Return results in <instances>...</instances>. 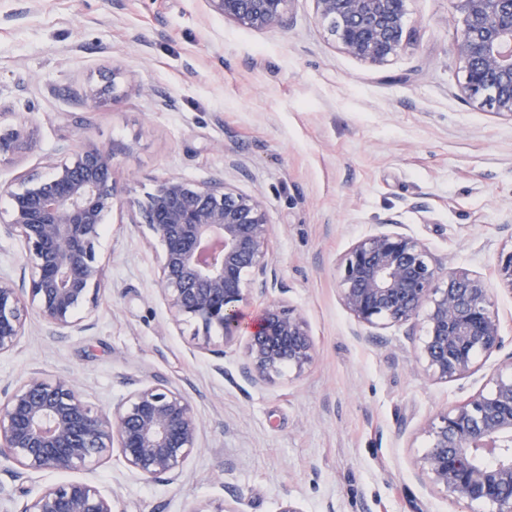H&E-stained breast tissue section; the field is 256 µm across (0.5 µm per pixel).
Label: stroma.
<instances>
[{
    "label": "stroma",
    "instance_id": "stroma-1",
    "mask_svg": "<svg viewBox=\"0 0 512 512\" xmlns=\"http://www.w3.org/2000/svg\"><path fill=\"white\" fill-rule=\"evenodd\" d=\"M406 47L375 67L335 46L313 0L287 25L241 28L207 0H0V123L26 139L0 161L9 188L88 137L131 146L113 170L118 203L98 251L108 291L89 325L57 336L30 314L19 347L0 354V385L64 376L98 407L139 385L186 393L202 422L176 482L147 480L112 456L92 470L17 480L15 504L64 479H87L114 512H471L418 477L426 430L492 388L501 357L439 381L417 356L423 324L359 332L340 302L336 264L361 238L424 241L443 268L492 277L512 244V118L466 100L450 0H407ZM120 70H113V62ZM114 81L96 111L78 98ZM151 86L153 96L138 93ZM164 176L224 178L265 199L268 296L305 312L316 348L301 375L264 386L243 373L241 345L173 322L157 291L160 248L132 212Z\"/></svg>",
    "mask_w": 512,
    "mask_h": 512
}]
</instances>
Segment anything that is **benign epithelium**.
<instances>
[{"instance_id":"obj_1","label":"benign epithelium","mask_w":512,"mask_h":512,"mask_svg":"<svg viewBox=\"0 0 512 512\" xmlns=\"http://www.w3.org/2000/svg\"><path fill=\"white\" fill-rule=\"evenodd\" d=\"M210 9L252 30L287 20L291 0H207ZM339 49L382 66L406 46V0H313ZM463 28L457 55L462 92L512 118V0H453ZM110 85L81 97L92 111ZM25 128L0 127V160L20 149ZM127 145L108 149L89 139L70 158L49 165L9 191V220L0 225L17 237L29 269V287L0 275V354L25 335L30 312L63 334L90 318L105 292L106 269L98 257L105 217L116 199L114 165ZM138 223L158 240L159 292L177 320L196 324L195 339L210 346L244 339L245 376L263 386L284 369L303 372L314 360L309 321L299 309L264 299L244 322L254 300L251 285L267 284L271 227L258 195L236 192L216 180H157L139 206ZM339 297L363 328L405 325L425 314L419 360L438 380L478 370L504 347L494 288L465 268L442 270L430 248L408 234L380 232L353 244L337 264ZM498 285L512 292V248L495 265ZM202 425L193 402L165 383L142 385L111 408H94L65 377L32 376L0 388V460L15 476L67 472L95 465L113 449L142 478L177 480L198 448ZM429 448L420 470L453 501L480 504L488 512H512V374L498 375L482 393L441 413L427 430ZM18 512H112V499L93 483L72 480L46 486Z\"/></svg>"}]
</instances>
